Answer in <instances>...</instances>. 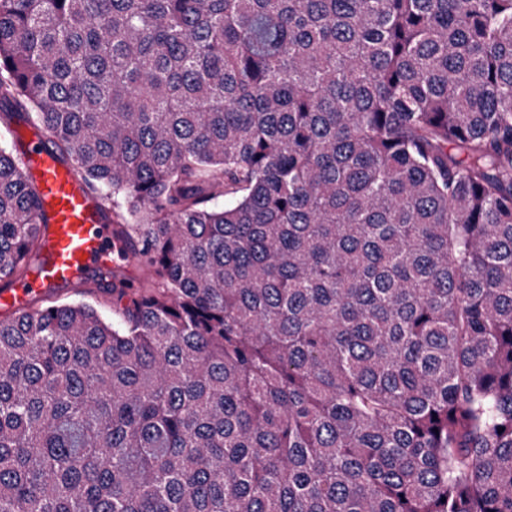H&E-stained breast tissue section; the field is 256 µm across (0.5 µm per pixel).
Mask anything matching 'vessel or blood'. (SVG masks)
Wrapping results in <instances>:
<instances>
[{"label": "vessel or blood", "mask_w": 512, "mask_h": 512, "mask_svg": "<svg viewBox=\"0 0 512 512\" xmlns=\"http://www.w3.org/2000/svg\"><path fill=\"white\" fill-rule=\"evenodd\" d=\"M16 136L26 171L40 191L36 230L44 241L29 274L0 289V304L21 310L32 296L80 286L95 267L111 264L112 258L100 233L105 220L95 193L53 151L46 133L21 129Z\"/></svg>", "instance_id": "vessel-or-blood-1"}]
</instances>
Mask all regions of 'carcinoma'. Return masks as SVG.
I'll return each mask as SVG.
<instances>
[{"label":"carcinoma","mask_w":512,"mask_h":512,"mask_svg":"<svg viewBox=\"0 0 512 512\" xmlns=\"http://www.w3.org/2000/svg\"><path fill=\"white\" fill-rule=\"evenodd\" d=\"M2 102L149 277L0 318V512H512V0H0Z\"/></svg>","instance_id":"obj_1"}]
</instances>
